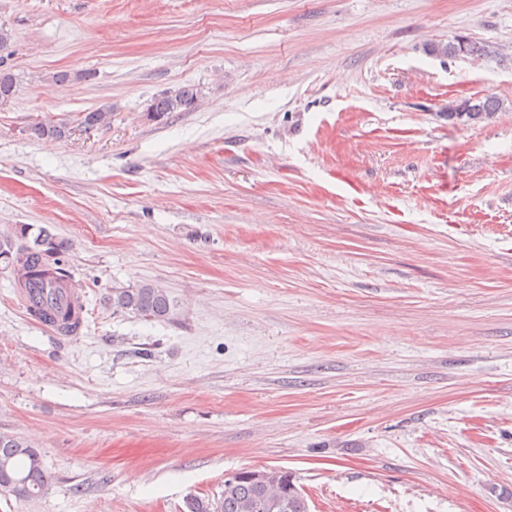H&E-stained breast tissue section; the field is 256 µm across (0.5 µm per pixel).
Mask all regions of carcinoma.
<instances>
[{
    "instance_id": "1",
    "label": "carcinoma",
    "mask_w": 512,
    "mask_h": 512,
    "mask_svg": "<svg viewBox=\"0 0 512 512\" xmlns=\"http://www.w3.org/2000/svg\"><path fill=\"white\" fill-rule=\"evenodd\" d=\"M434 50L450 57L457 55L480 56L484 48L464 37L454 38L448 44L436 46ZM18 91V78L9 70L0 69V103L12 99ZM198 98V89L193 85L181 86L152 99L151 107L157 114L183 112L191 109ZM501 102L494 95L468 98L448 106V120L466 124H477L494 117ZM112 123V106L101 105L81 112V124L107 127ZM38 137L64 139L69 127L64 122L39 123L32 127ZM17 238L22 244L10 240L0 242V257L8 260L17 270L16 287L23 291L31 288H49L51 294L59 296L61 289L73 288L72 274L64 269L63 255L68 251V242L58 239L46 230L40 231L33 244L26 243L28 227L18 230ZM112 306L129 311L137 316L158 322L170 318L174 305L167 292L153 284L143 283L134 288H117L112 292ZM35 319L60 324L61 329L72 332L70 321L72 310L58 302L43 299L30 308ZM47 483V474L40 451L13 437L0 434V497L13 496L28 499L40 494ZM219 512H309L307 500L293 477L287 479V490L283 498H273L263 490L243 479L224 491Z\"/></svg>"
}]
</instances>
